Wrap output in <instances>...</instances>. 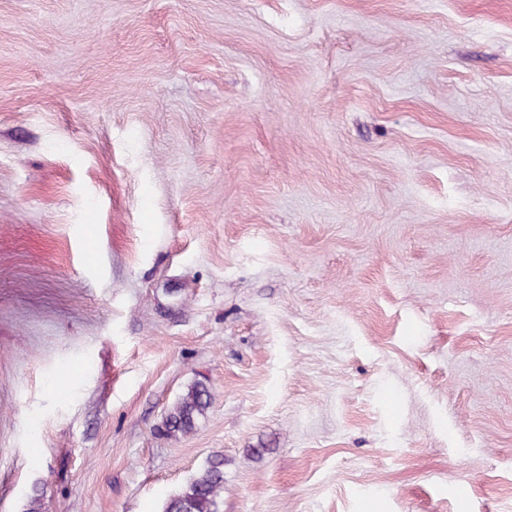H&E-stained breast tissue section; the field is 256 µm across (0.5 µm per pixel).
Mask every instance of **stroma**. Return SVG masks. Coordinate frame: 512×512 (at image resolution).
I'll return each instance as SVG.
<instances>
[{
  "label": "stroma",
  "instance_id": "1",
  "mask_svg": "<svg viewBox=\"0 0 512 512\" xmlns=\"http://www.w3.org/2000/svg\"><path fill=\"white\" fill-rule=\"evenodd\" d=\"M214 454L222 512H512V0H0V512ZM211 400L208 384L202 380L194 381L168 409L160 428L161 433L168 437L192 433L198 421L207 415Z\"/></svg>",
  "mask_w": 512,
  "mask_h": 512
}]
</instances>
